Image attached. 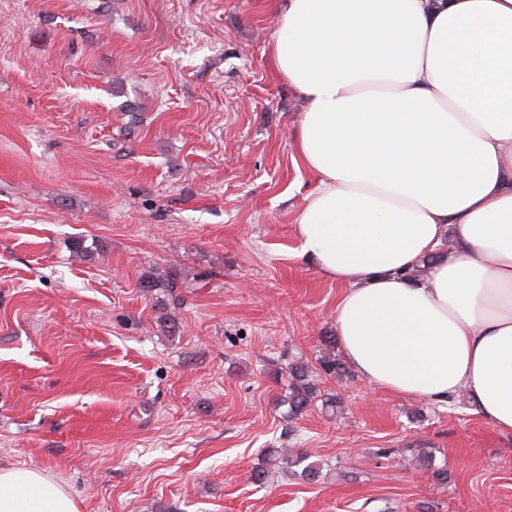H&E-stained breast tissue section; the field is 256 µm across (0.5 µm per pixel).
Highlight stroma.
Masks as SVG:
<instances>
[{"instance_id": "obj_1", "label": "stroma", "mask_w": 512, "mask_h": 512, "mask_svg": "<svg viewBox=\"0 0 512 512\" xmlns=\"http://www.w3.org/2000/svg\"><path fill=\"white\" fill-rule=\"evenodd\" d=\"M267 0H0V465L81 512H512V434L288 362L340 358ZM197 275L163 330L149 276ZM318 481L248 475L281 446ZM288 416L302 415L320 396V391L314 379V372L309 366L300 361L288 364Z\"/></svg>"}]
</instances>
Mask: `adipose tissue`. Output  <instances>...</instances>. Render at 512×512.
<instances>
[{"label":"adipose tissue","instance_id":"ef3b65f1","mask_svg":"<svg viewBox=\"0 0 512 512\" xmlns=\"http://www.w3.org/2000/svg\"><path fill=\"white\" fill-rule=\"evenodd\" d=\"M275 73L313 188L301 255L339 283L340 352L374 390L465 395L512 433V0H272ZM0 512H80L0 467Z\"/></svg>","mask_w":512,"mask_h":512}]
</instances>
